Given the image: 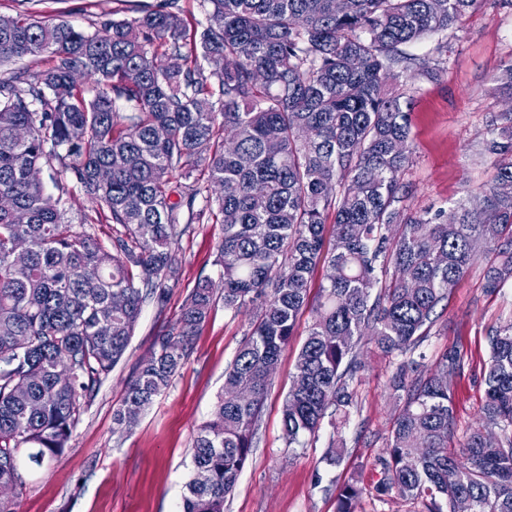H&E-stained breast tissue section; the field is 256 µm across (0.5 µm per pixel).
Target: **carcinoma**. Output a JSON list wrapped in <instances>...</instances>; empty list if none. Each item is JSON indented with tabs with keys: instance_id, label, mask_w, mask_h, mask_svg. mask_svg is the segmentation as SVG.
Listing matches in <instances>:
<instances>
[{
	"instance_id": "cac0c4a2",
	"label": "carcinoma",
	"mask_w": 512,
	"mask_h": 512,
	"mask_svg": "<svg viewBox=\"0 0 512 512\" xmlns=\"http://www.w3.org/2000/svg\"><path fill=\"white\" fill-rule=\"evenodd\" d=\"M481 2L201 0L204 17L190 22L180 0H162L92 33L0 16V65L49 57L43 71L20 66L0 79V488L22 487L23 459L59 460L144 304L163 306L178 281L172 246L214 220L224 309L252 319L194 437L182 512H224L319 265L326 273L283 402L288 447L316 434L331 408L336 426L346 423L368 334L403 357L389 383L402 408L374 491L420 512H456L461 500L468 512H512V320L486 333L480 421L459 450L452 382L465 354L449 347L428 374L413 358L476 259L487 291L512 282V107L491 120L482 206L403 219L411 119L405 94L388 89L399 66L432 74L408 48L458 28ZM493 81L512 100V63ZM118 101L127 111H114ZM44 166L55 196L38 177ZM60 174L118 225L109 243L88 215L74 230ZM212 305L203 279L127 380L117 425L168 388ZM363 491L340 486L337 512H355Z\"/></svg>"
}]
</instances>
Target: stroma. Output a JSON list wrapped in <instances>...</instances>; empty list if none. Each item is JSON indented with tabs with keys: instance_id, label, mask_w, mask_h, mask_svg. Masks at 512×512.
I'll list each match as a JSON object with an SVG mask.
<instances>
[{
	"instance_id": "obj_1",
	"label": "stroma",
	"mask_w": 512,
	"mask_h": 512,
	"mask_svg": "<svg viewBox=\"0 0 512 512\" xmlns=\"http://www.w3.org/2000/svg\"><path fill=\"white\" fill-rule=\"evenodd\" d=\"M153 2L0 0V15L24 12L91 32L103 14L115 11L130 19ZM443 39L448 49L440 53L436 47ZM410 52L435 62L437 70L428 76L414 67L398 78L410 99L413 145L404 175L413 193L401 204L406 215L474 198L490 179L491 162L483 145L493 115L507 106L491 88L493 75L512 62V8L484 0L463 18L459 29L444 38L432 35ZM220 232L217 224H195L184 235L174 252L180 278L167 305L162 309L144 305L123 359L81 412L61 460L40 468L21 467L24 486L14 500L15 512H179L193 468L194 436L224 386L225 372L248 329L249 313L227 311L222 300H215L191 355L136 425L120 429L113 412L138 361L151 354L158 331L179 319L198 280L219 281L215 257ZM482 267V262H475L453 288L447 304L437 307L435 322L417 348L422 355L419 369L425 373L454 345L470 360L469 369L454 381L460 436L479 418L483 387L478 375L487 353L485 334L490 327L512 320V284L487 294ZM312 317L311 308H304L293 341L271 379L256 446L224 502V512H336V487L352 480L365 487L356 512H418L416 504L394 494L379 498L372 490L399 410L388 390L398 357L362 344L365 368L354 383L356 405L346 424L337 430L323 423L305 445L287 446L282 404ZM335 442L342 444L343 453L332 465L326 455Z\"/></svg>"
}]
</instances>
